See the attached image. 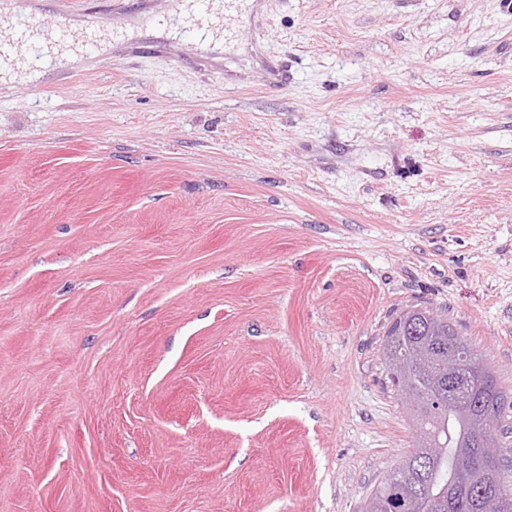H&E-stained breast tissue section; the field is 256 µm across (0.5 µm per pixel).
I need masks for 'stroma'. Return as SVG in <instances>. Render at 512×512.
Returning <instances> with one entry per match:
<instances>
[{"mask_svg": "<svg viewBox=\"0 0 512 512\" xmlns=\"http://www.w3.org/2000/svg\"><path fill=\"white\" fill-rule=\"evenodd\" d=\"M0 11L97 28L0 60V512H357L409 305L512 398L499 0H241L219 52L166 0ZM42 40L44 43L45 51H51V53L57 59L59 66H68L80 60V55L75 52V50H78V48H73L72 44H57L55 41L54 33H49L48 38L44 37Z\"/></svg>", "mask_w": 512, "mask_h": 512, "instance_id": "obj_1", "label": "stroma"}]
</instances>
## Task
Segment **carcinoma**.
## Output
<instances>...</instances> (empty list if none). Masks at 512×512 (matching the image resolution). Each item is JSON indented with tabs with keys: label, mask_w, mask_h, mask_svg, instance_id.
Masks as SVG:
<instances>
[{
	"label": "carcinoma",
	"mask_w": 512,
	"mask_h": 512,
	"mask_svg": "<svg viewBox=\"0 0 512 512\" xmlns=\"http://www.w3.org/2000/svg\"><path fill=\"white\" fill-rule=\"evenodd\" d=\"M399 334L386 336L383 359L392 381L410 370L411 388L425 398V403L409 413L416 440L436 438L440 448H428L414 455L406 467L387 478L362 502L358 512H416L421 500L431 501L432 512H512V494L503 486L505 464L500 461L487 475L472 473L469 479L484 484L486 494L469 499L458 492L463 480L459 470L460 444L470 435V416L493 405L498 424L503 402L493 371L480 358L477 350L464 344L465 357L448 355L438 349L441 339L458 335L455 324L426 306L413 305L401 311L392 321ZM466 362L478 365L480 372L471 375L464 390L448 396V369Z\"/></svg>",
	"instance_id": "cac0c4a2"
}]
</instances>
